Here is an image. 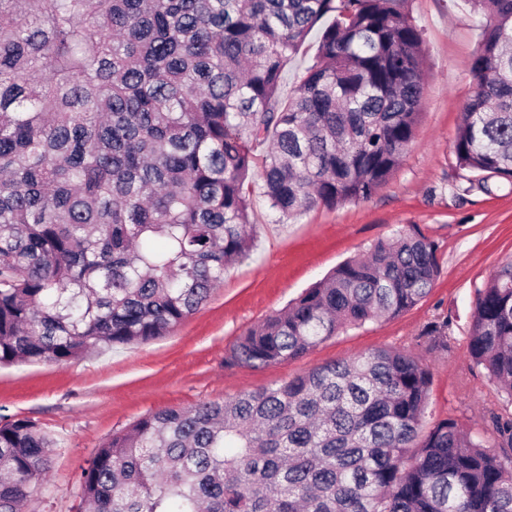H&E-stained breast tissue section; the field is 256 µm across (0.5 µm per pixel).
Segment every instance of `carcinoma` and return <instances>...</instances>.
Wrapping results in <instances>:
<instances>
[{
    "label": "carcinoma",
    "mask_w": 512,
    "mask_h": 512,
    "mask_svg": "<svg viewBox=\"0 0 512 512\" xmlns=\"http://www.w3.org/2000/svg\"><path fill=\"white\" fill-rule=\"evenodd\" d=\"M407 0H0V367L144 344L252 248L254 149L279 218L370 198L413 140ZM482 17L458 166L512 186V0ZM321 26L292 98L285 67ZM420 232L378 241L247 331L227 366L298 358L394 318L439 275ZM467 349L491 428L427 423L431 375L381 348L219 402L148 413L81 467L80 512H512V260ZM56 439L0 423V512H28Z\"/></svg>",
    "instance_id": "1"
}]
</instances>
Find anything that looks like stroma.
<instances>
[{"instance_id":"35a3bbf8","label":"stroma","mask_w":512,"mask_h":512,"mask_svg":"<svg viewBox=\"0 0 512 512\" xmlns=\"http://www.w3.org/2000/svg\"><path fill=\"white\" fill-rule=\"evenodd\" d=\"M422 32L421 118L399 168L369 199L313 209L281 223L254 195V248L166 336L103 349L67 364L0 367V420L28 419L58 442L35 512H77L82 466L98 446L141 416L164 408L221 402L282 383L315 367L380 348L405 350L428 366V421L484 426L500 396L467 351L469 315L479 289L512 259V186L472 183L453 150L460 114L475 91L469 65L480 23L467 0H408ZM418 228L437 246L440 275L429 295L394 318L350 328L300 358L262 368L224 365L248 329L296 299L340 263L365 255L399 229ZM449 321L437 345L424 336Z\"/></svg>"}]
</instances>
